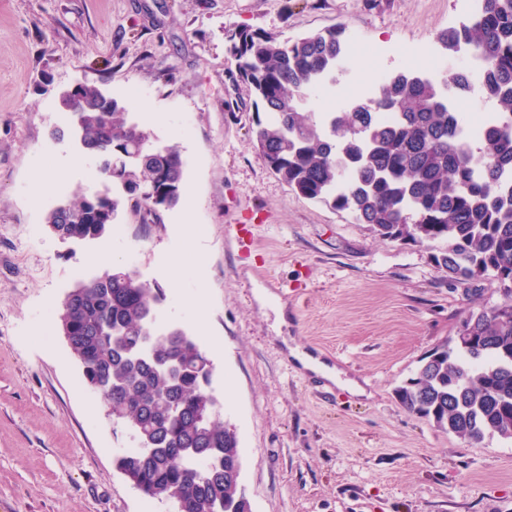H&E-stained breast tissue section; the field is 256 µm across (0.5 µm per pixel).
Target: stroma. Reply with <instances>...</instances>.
<instances>
[{
	"label": "stroma",
	"mask_w": 512,
	"mask_h": 512,
	"mask_svg": "<svg viewBox=\"0 0 512 512\" xmlns=\"http://www.w3.org/2000/svg\"><path fill=\"white\" fill-rule=\"evenodd\" d=\"M478 0H0V512H174L115 465L129 430L89 389L58 327L78 283L134 268L163 288L160 324L197 336L233 428L251 512H512V442L472 444L404 409L394 390L469 313L502 302L485 278L448 281L440 242L385 240L291 192L253 143L227 30L291 39L345 27L369 66L440 55L437 34ZM95 84L186 159L159 217L122 211L102 238L63 239L47 213L92 184L56 92ZM55 172L34 193L32 176ZM205 226L197 243L186 225ZM229 224L251 240L227 239ZM203 296L204 316L191 304ZM221 340V351L210 348ZM298 346L367 393L303 370Z\"/></svg>",
	"instance_id": "obj_1"
}]
</instances>
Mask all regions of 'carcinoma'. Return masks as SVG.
Listing matches in <instances>:
<instances>
[{"label": "carcinoma", "mask_w": 512, "mask_h": 512, "mask_svg": "<svg viewBox=\"0 0 512 512\" xmlns=\"http://www.w3.org/2000/svg\"><path fill=\"white\" fill-rule=\"evenodd\" d=\"M478 12L437 34L442 56L465 53L478 73L402 69L377 96L337 112H308L314 90L348 74L340 67L348 36L330 26L280 40L267 30L227 32L238 79L254 96L252 137L258 155L288 188L349 212L380 237L442 241L435 257L451 281L490 277L512 304V0H480ZM478 89L496 117L470 139L453 99ZM78 139L98 160L96 185L46 216L63 239L102 237L122 196L135 211L160 218L182 196L186 160L112 100L82 92ZM392 115L389 122L378 113ZM161 288L129 269L106 272L71 289L59 328L87 386L131 432L137 449L118 470L151 499L176 512H251L244 490L224 470L238 455L236 432L220 418L212 363L185 329L160 327ZM472 341L445 345L396 389L400 404L444 432L471 443L512 441V318L495 308L465 318ZM176 340H170V337ZM210 417L197 423V413Z\"/></svg>", "instance_id": "cac0c4a2"}]
</instances>
